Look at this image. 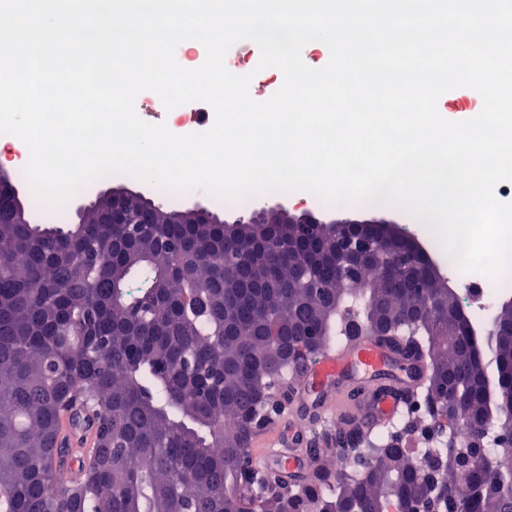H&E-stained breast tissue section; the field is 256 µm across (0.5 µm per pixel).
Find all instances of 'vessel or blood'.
I'll list each match as a JSON object with an SVG mask.
<instances>
[{
	"label": "vessel or blood",
	"mask_w": 512,
	"mask_h": 512,
	"mask_svg": "<svg viewBox=\"0 0 512 512\" xmlns=\"http://www.w3.org/2000/svg\"><path fill=\"white\" fill-rule=\"evenodd\" d=\"M422 377V361L408 353L401 341L357 336L328 347L315 361L302 366L289 392L295 399L313 393L326 418L344 425L355 422L364 430L381 432L394 426ZM309 431V425L297 414L282 412L252 442L253 463L289 482H299L313 460L311 450L304 446ZM61 440L71 450L63 471L68 477L90 439L87 432L75 429L67 414Z\"/></svg>",
	"instance_id": "obj_1"
}]
</instances>
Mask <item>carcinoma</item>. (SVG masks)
<instances>
[{
	"label": "carcinoma",
	"instance_id": "1",
	"mask_svg": "<svg viewBox=\"0 0 512 512\" xmlns=\"http://www.w3.org/2000/svg\"><path fill=\"white\" fill-rule=\"evenodd\" d=\"M140 225L137 236L88 212L75 224L0 221V512H512V447L459 460L485 447L488 425L512 415V309H502L474 350L448 345L457 295L415 261L385 288L388 310L423 309L403 324L372 323V285L383 272L362 266L353 280L336 266V243L281 224L286 249L246 248L226 224ZM294 336L295 360L270 366V320ZM398 336L442 366L423 383L407 428L426 440L448 436L424 461L399 434L367 442L338 429L314 449L299 484L250 460L256 419L250 393L295 373L331 341ZM94 412L97 446L75 476L62 474L60 414ZM463 425L468 437L454 439ZM354 463L336 469V459Z\"/></svg>",
	"mask_w": 512,
	"mask_h": 512
}]
</instances>
